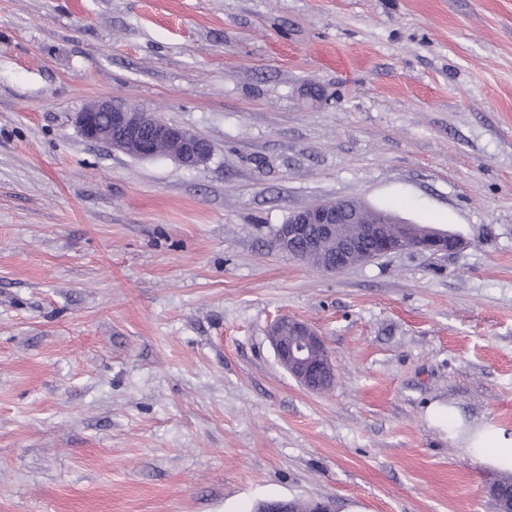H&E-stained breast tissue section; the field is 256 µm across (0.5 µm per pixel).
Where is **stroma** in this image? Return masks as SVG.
Masks as SVG:
<instances>
[{
  "label": "stroma",
  "instance_id": "35a3bbf8",
  "mask_svg": "<svg viewBox=\"0 0 512 512\" xmlns=\"http://www.w3.org/2000/svg\"><path fill=\"white\" fill-rule=\"evenodd\" d=\"M102 96L211 159L86 141ZM342 198L463 246L278 248ZM282 316L327 391L278 363ZM435 404L512 435V0H0V512H495ZM270 341L279 363L304 388L322 392L334 381L335 369L325 342L309 324L283 319L270 329ZM323 353L320 361L315 353Z\"/></svg>",
  "mask_w": 512,
  "mask_h": 512
}]
</instances>
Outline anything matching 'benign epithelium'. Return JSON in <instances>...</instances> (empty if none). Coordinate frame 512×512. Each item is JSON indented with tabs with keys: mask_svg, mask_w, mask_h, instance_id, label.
Masks as SVG:
<instances>
[{
	"mask_svg": "<svg viewBox=\"0 0 512 512\" xmlns=\"http://www.w3.org/2000/svg\"><path fill=\"white\" fill-rule=\"evenodd\" d=\"M75 123L87 140L135 158L166 157L184 168L198 169L212 155L204 137L177 125L150 123L145 112L113 97L92 101L75 114ZM363 208L358 200L344 199L295 211L277 227L276 241L290 255L300 246L308 255L320 252L325 241L336 240L335 253L323 261V268L332 273L350 269L360 255L368 261L411 252L439 256L462 247V240L455 235L431 228L415 231L411 223L388 213L365 224L358 235L344 233L343 225L362 223ZM391 224L405 228V233L389 234ZM270 341L279 363L301 386L314 392L331 386L334 365L322 336L309 324L280 320L270 329ZM256 512H298L297 500L262 501Z\"/></svg>",
	"mask_w": 512,
	"mask_h": 512,
	"instance_id": "obj_1",
	"label": "benign epithelium"
}]
</instances>
